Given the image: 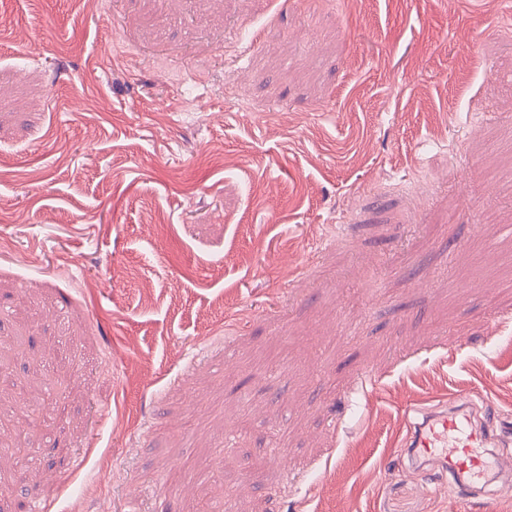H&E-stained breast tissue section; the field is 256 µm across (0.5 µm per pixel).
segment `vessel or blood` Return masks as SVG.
<instances>
[{
    "label": "vessel or blood",
    "instance_id": "1",
    "mask_svg": "<svg viewBox=\"0 0 512 512\" xmlns=\"http://www.w3.org/2000/svg\"><path fill=\"white\" fill-rule=\"evenodd\" d=\"M407 442L414 455L437 458L443 470L465 478L468 485L484 479L486 435L481 426L473 424L470 414L447 407L422 411L410 426Z\"/></svg>",
    "mask_w": 512,
    "mask_h": 512
}]
</instances>
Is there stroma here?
I'll return each instance as SVG.
<instances>
[{"mask_svg":"<svg viewBox=\"0 0 512 512\" xmlns=\"http://www.w3.org/2000/svg\"><path fill=\"white\" fill-rule=\"evenodd\" d=\"M1 17L0 512H512V0ZM457 392L481 500L403 446Z\"/></svg>","mask_w":512,"mask_h":512,"instance_id":"1","label":"stroma"}]
</instances>
